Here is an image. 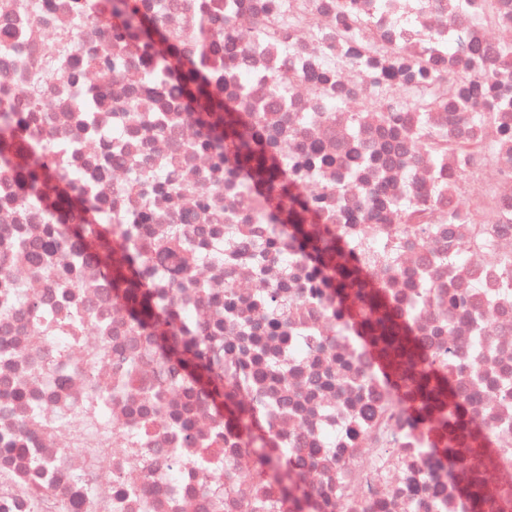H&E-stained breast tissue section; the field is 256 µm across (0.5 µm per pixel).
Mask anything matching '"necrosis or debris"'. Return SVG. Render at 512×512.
I'll list each match as a JSON object with an SVG mask.
<instances>
[{"label":"necrosis or debris","instance_id":"obj_1","mask_svg":"<svg viewBox=\"0 0 512 512\" xmlns=\"http://www.w3.org/2000/svg\"><path fill=\"white\" fill-rule=\"evenodd\" d=\"M232 38L209 53L225 98L261 117L264 136L283 148L298 188L315 199L314 230L334 225L359 282L386 295L429 349H452L456 384L488 430L506 431L498 465L478 455L468 434L454 442L461 466L439 467L427 449L436 430L413 424L372 374L392 353L361 341L357 314L334 315L306 259L293 251L263 199L236 166L200 149L189 121L158 130V114L181 103L147 81L157 58L135 43L111 55L112 20L99 0H0V97L26 110L28 132L78 171L75 191L109 216L147 217L145 238L185 213L197 214L193 242L176 271L151 266L161 295L187 308L212 354L249 366L256 391L279 403L270 447L291 441L319 512H504L512 501V110L471 123L455 100L427 117L396 102L371 105L373 85L405 80L419 58L452 76L479 60L484 76L512 80L498 53L512 42V0L477 26L483 0H206ZM170 31L188 36L196 0H143ZM264 41H246L265 18ZM285 96L271 98L269 77ZM41 102L42 110L29 106ZM428 125L446 147L442 161L420 137ZM18 149L0 170V512H251L279 500L240 436L224 429L197 390L161 374L149 336L135 331L106 278L86 262L61 270L66 245L40 264L14 242L44 238L46 206L19 208ZM163 172L178 200L134 183L132 171ZM275 289L277 308L258 292ZM38 301L44 315L29 311ZM86 313L68 335L64 368L42 372L51 349L47 316ZM285 322L286 331L275 330ZM299 353L289 355L287 341ZM283 364L254 363L257 348ZM136 360L147 390L113 395L118 357ZM111 393L108 417L87 412ZM188 422L187 446L171 419ZM145 448L146 464L135 460ZM480 483L476 501L465 493Z\"/></svg>","mask_w":512,"mask_h":512}]
</instances>
